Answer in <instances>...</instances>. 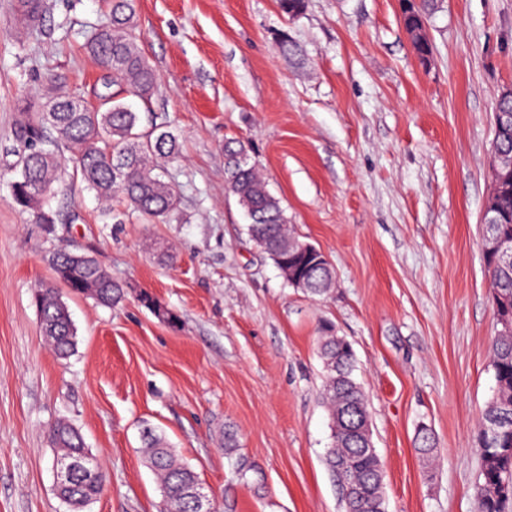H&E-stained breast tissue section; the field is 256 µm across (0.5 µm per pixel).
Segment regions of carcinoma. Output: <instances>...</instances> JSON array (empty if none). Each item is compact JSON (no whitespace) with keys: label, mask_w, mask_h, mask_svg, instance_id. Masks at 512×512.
<instances>
[{"label":"carcinoma","mask_w":512,"mask_h":512,"mask_svg":"<svg viewBox=\"0 0 512 512\" xmlns=\"http://www.w3.org/2000/svg\"><path fill=\"white\" fill-rule=\"evenodd\" d=\"M434 2L402 0L403 26L423 62L431 55L432 46L419 39L417 32L425 28ZM109 4L110 21L92 29L83 49L103 67L112 68V92L103 95L98 105L69 95L26 103L24 110L37 109L35 117L14 127L20 149L10 200L29 213L34 223L48 229L56 224L49 198L60 179L63 148L70 152L67 163L83 189L104 202L117 199L120 213L112 206L106 209L114 218L136 214L149 223H165L181 206L166 172V164L178 150L177 135L155 118L143 121L141 113L127 103L129 97L151 99L159 82L136 36L135 0H109ZM44 8V0H17L18 11L31 20L42 18ZM224 158L226 190L243 209L251 239L278 254L289 267L304 271L307 295L327 294L334 281L333 268L323 255L301 250V240L288 231L281 200L268 190L246 144L226 141ZM488 199L502 220L494 234L512 238L511 163L492 169ZM485 264L500 329L490 348L496 391L481 418V471L474 496L479 512H512V263L497 256L485 259ZM51 265L55 283L37 289L34 304L43 335L55 355L65 359L74 351L76 329L63 292L112 308L124 300L126 287L112 280L85 252L61 250L52 256ZM318 353L324 369L322 398L332 431L326 463L338 483L345 512H387L383 462L358 432L360 425L371 423V415L368 397L354 378L353 350L327 329L318 339ZM49 435L61 456L89 454L83 437L67 420L56 421ZM143 439L146 462L160 480V512H197L193 492L199 479L195 471L155 430L145 429ZM103 486L104 475L78 473L59 496L77 510L96 498Z\"/></svg>","instance_id":"1"}]
</instances>
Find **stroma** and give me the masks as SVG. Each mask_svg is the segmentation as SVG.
I'll list each match as a JSON object with an SVG mask.
<instances>
[{"mask_svg": "<svg viewBox=\"0 0 512 512\" xmlns=\"http://www.w3.org/2000/svg\"><path fill=\"white\" fill-rule=\"evenodd\" d=\"M36 25L0 0V512H71L54 491L47 431L69 419L105 471L83 512H159L141 429L162 431L216 512H343L317 341L352 345L372 412L388 512H477L479 422L497 332L483 258L491 120L512 87V0H438L420 62L400 0H136L159 77L146 111L178 134L182 197L166 224L105 218L64 175L52 231L9 202L20 102L87 101L103 68L80 51L107 0H46ZM287 31L300 53L279 54ZM248 143L300 239L335 279L311 297L249 239L225 191L224 142ZM128 285L116 307L67 296L71 357L40 334L33 294L60 248ZM150 293L177 323L142 306ZM239 447L226 453L222 432ZM428 429L437 460L416 451Z\"/></svg>", "mask_w": 512, "mask_h": 512, "instance_id": "obj_1", "label": "stroma"}]
</instances>
